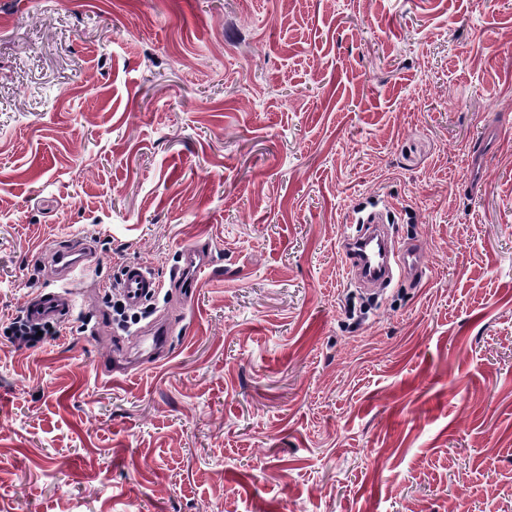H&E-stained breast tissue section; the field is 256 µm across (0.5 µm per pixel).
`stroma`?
<instances>
[{"mask_svg":"<svg viewBox=\"0 0 512 512\" xmlns=\"http://www.w3.org/2000/svg\"><path fill=\"white\" fill-rule=\"evenodd\" d=\"M512 0H0V512H512ZM396 205L421 279L353 322ZM68 333L10 335L57 243ZM168 357L112 379L108 287ZM391 240L387 243L386 254L384 250L383 254L379 253L382 260L378 264H375L374 257L366 251L363 245L351 246L348 243L342 242L341 252L344 257V268L347 277L357 272L367 274L369 271L376 273L377 271L381 272L382 269L388 270L392 259L395 260L396 257L404 269H407L413 276L420 273L421 277L422 271L418 251L410 246L402 248L394 237ZM56 248L54 253L60 263L56 274L60 281L67 280L76 272H81L92 265L89 263L91 257L86 252L75 247L71 241L58 245ZM181 257L182 263L170 270L169 286L179 288L184 300L189 302L212 263L211 258L194 247L183 249ZM143 267L142 263H132L124 269L125 297L127 304L132 308L138 307L147 295L157 293L163 288L162 280L156 276H146L142 271ZM141 306L149 312L157 308L153 296L144 299Z\"/></svg>","mask_w":512,"mask_h":512,"instance_id":"stroma-1","label":"stroma"}]
</instances>
